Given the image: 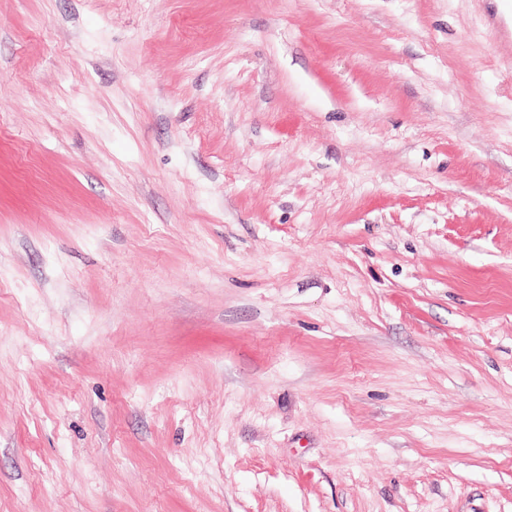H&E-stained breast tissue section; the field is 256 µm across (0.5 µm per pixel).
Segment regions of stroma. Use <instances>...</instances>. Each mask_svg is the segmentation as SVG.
Segmentation results:
<instances>
[{"label":"stroma","mask_w":512,"mask_h":512,"mask_svg":"<svg viewBox=\"0 0 512 512\" xmlns=\"http://www.w3.org/2000/svg\"><path fill=\"white\" fill-rule=\"evenodd\" d=\"M0 512H512V5L0 0Z\"/></svg>","instance_id":"1"}]
</instances>
